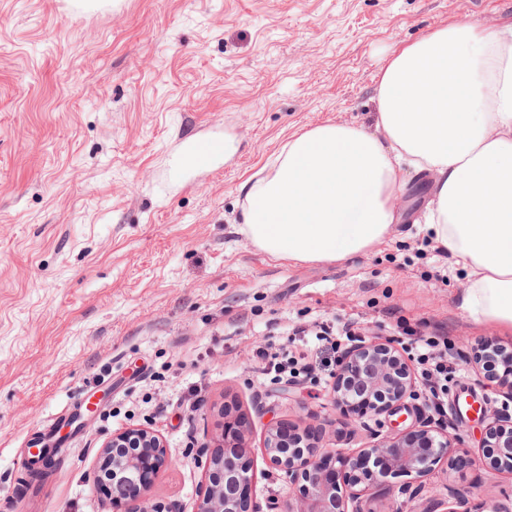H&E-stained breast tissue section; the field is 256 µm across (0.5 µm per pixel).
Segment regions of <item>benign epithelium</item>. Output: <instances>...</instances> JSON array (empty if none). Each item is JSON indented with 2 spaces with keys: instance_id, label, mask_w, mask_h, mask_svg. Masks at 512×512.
I'll return each instance as SVG.
<instances>
[{
  "instance_id": "1",
  "label": "benign epithelium",
  "mask_w": 512,
  "mask_h": 512,
  "mask_svg": "<svg viewBox=\"0 0 512 512\" xmlns=\"http://www.w3.org/2000/svg\"><path fill=\"white\" fill-rule=\"evenodd\" d=\"M414 397L413 375L401 351L389 339L370 337L346 350L339 360L333 383L336 407L354 406L362 400L377 415L394 416L408 410L407 399ZM486 423L483 447L485 467L495 473L512 475V414L489 415L475 409ZM224 443L216 446L207 459L206 483L196 512H256L252 505L251 447L244 432L222 434ZM320 434L289 428L269 427L264 441L269 463L288 474L296 486V502L288 512H361V491L343 489L340 472L358 473L369 488L398 476L424 477L447 462L448 470L458 471L477 462L473 449L464 444L462 431L450 435L430 420L418 419L416 428L386 436L369 448L350 454L323 450ZM168 465L165 444L157 434L141 427L112 435L99 449L97 467L112 472V480L123 487L112 497L110 512H170L157 502L134 498L131 493L144 487Z\"/></svg>"
}]
</instances>
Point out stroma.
Returning <instances> with one entry per match:
<instances>
[{
  "label": "stroma",
  "instance_id": "stroma-1",
  "mask_svg": "<svg viewBox=\"0 0 512 512\" xmlns=\"http://www.w3.org/2000/svg\"><path fill=\"white\" fill-rule=\"evenodd\" d=\"M512 23V0H0V503L11 512H108L94 477L112 434L144 427L167 469L144 497L195 512L202 445H217L226 405L246 419L259 512H285L287 475L266 459L268 428L325 429L351 452L411 428L384 415L345 419L332 384L284 381L275 355L327 343L296 326L359 321L415 365L414 332L448 335L465 378L448 379L441 426L468 412L512 413L473 357L512 331L461 306L455 257L400 222L372 251L338 263L276 259L239 231L241 187L291 134L327 121L373 127L379 70L432 30ZM230 138L235 151L194 168L188 144ZM100 402L88 428L21 490L36 436L76 404ZM512 512V475L437 467L363 493V512Z\"/></svg>",
  "mask_w": 512,
  "mask_h": 512
}]
</instances>
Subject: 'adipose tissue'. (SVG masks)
<instances>
[{"label":"adipose tissue","instance_id":"obj_1","mask_svg":"<svg viewBox=\"0 0 512 512\" xmlns=\"http://www.w3.org/2000/svg\"><path fill=\"white\" fill-rule=\"evenodd\" d=\"M376 102L374 128L288 138L244 185L241 233L277 259L342 262L402 221L400 171L426 175L424 229L466 272L463 308L512 328V24L445 26L396 51Z\"/></svg>","mask_w":512,"mask_h":512}]
</instances>
